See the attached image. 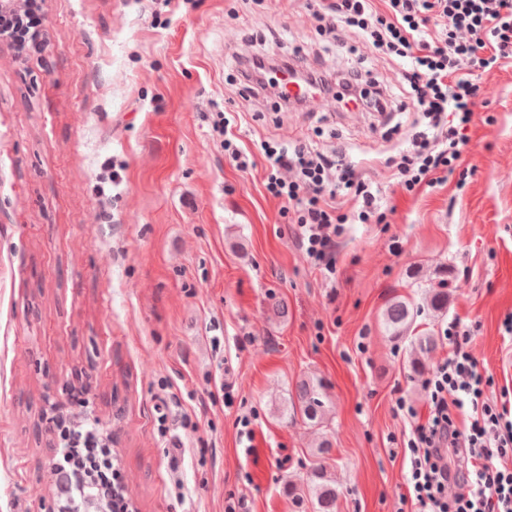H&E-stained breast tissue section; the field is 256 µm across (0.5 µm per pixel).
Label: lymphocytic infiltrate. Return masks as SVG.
Instances as JSON below:
<instances>
[{
	"instance_id": "obj_1",
	"label": "lymphocytic infiltrate",
	"mask_w": 512,
	"mask_h": 512,
	"mask_svg": "<svg viewBox=\"0 0 512 512\" xmlns=\"http://www.w3.org/2000/svg\"><path fill=\"white\" fill-rule=\"evenodd\" d=\"M316 18L328 32L356 35L372 53L406 60L398 88L366 89L354 67L333 81L305 60L266 54L240 65L241 85L273 90L286 69L316 83L322 96L362 112H393L397 98L411 100L428 131L396 163L402 184L411 191L454 172L483 74L512 63V0H321ZM39 21L38 0H26L19 11L0 16V37L19 51L37 50ZM263 151L265 187L287 202L314 265L333 270L345 225L384 223L377 196L355 164L305 144L267 145ZM344 196L354 199L352 212L343 211ZM446 337L448 352L425 380L427 419H420L411 402L397 403L409 423L401 445L408 462L407 498L418 512H512V410L487 398L490 379L478 369L469 330L453 321ZM58 436L55 466L71 484L63 512H77L84 497L101 501L106 512H135L114 464L110 435L62 421ZM452 483L458 493H449Z\"/></svg>"
}]
</instances>
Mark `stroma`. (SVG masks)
Returning <instances> with one entry per match:
<instances>
[{
	"label": "stroma",
	"mask_w": 512,
	"mask_h": 512,
	"mask_svg": "<svg viewBox=\"0 0 512 512\" xmlns=\"http://www.w3.org/2000/svg\"><path fill=\"white\" fill-rule=\"evenodd\" d=\"M41 5L42 52L0 39V512H40L54 490L46 392L111 432L137 512H309L284 487L325 438L338 512H413L396 401L424 414L428 394L380 314L445 288L447 312L418 325L461 321L487 397L512 400V65L483 75L454 174L410 193L388 159L413 113L286 111L235 81L263 52L331 74L360 60L395 85L401 61L351 35L328 47L314 0ZM221 113L247 169L224 154ZM265 140L343 152L380 186L385 223L347 225L335 273L266 192ZM308 376L328 385L321 429L278 413ZM80 382L85 408L67 402Z\"/></svg>",
	"instance_id": "obj_1"
}]
</instances>
